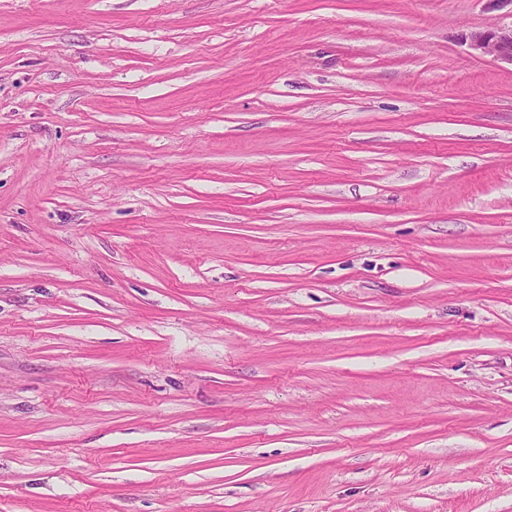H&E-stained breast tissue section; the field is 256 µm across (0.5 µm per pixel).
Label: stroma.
Segmentation results:
<instances>
[{"mask_svg": "<svg viewBox=\"0 0 512 512\" xmlns=\"http://www.w3.org/2000/svg\"><path fill=\"white\" fill-rule=\"evenodd\" d=\"M512 0H0V512H512ZM475 55L512 65V25L510 27L473 31L468 36Z\"/></svg>", "mask_w": 512, "mask_h": 512, "instance_id": "stroma-1", "label": "stroma"}]
</instances>
